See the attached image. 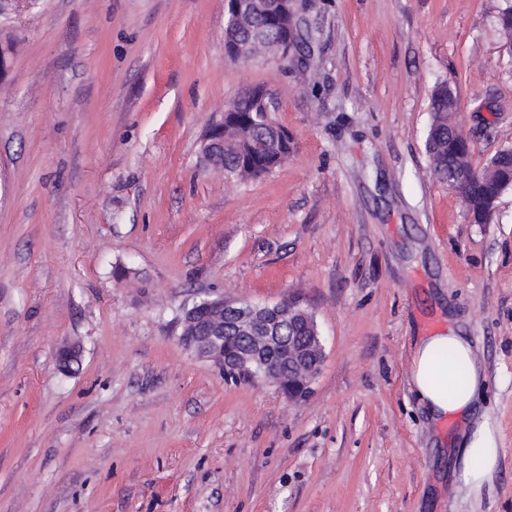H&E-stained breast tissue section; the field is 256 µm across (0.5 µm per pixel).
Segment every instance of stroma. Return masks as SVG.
I'll return each instance as SVG.
<instances>
[{
	"mask_svg": "<svg viewBox=\"0 0 512 512\" xmlns=\"http://www.w3.org/2000/svg\"><path fill=\"white\" fill-rule=\"evenodd\" d=\"M299 3L313 85L229 58L225 0H8L0 512H512V189L472 223L425 153L440 84L474 168L512 146L505 0ZM256 86L290 155L213 174L200 141ZM291 295L326 349L306 401L179 341L193 300ZM450 329L502 449L478 490L460 423L409 384L414 342Z\"/></svg>",
	"mask_w": 512,
	"mask_h": 512,
	"instance_id": "35a3bbf8",
	"label": "stroma"
}]
</instances>
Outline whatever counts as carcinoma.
I'll return each instance as SVG.
<instances>
[{
  "label": "carcinoma",
  "mask_w": 512,
  "mask_h": 512,
  "mask_svg": "<svg viewBox=\"0 0 512 512\" xmlns=\"http://www.w3.org/2000/svg\"><path fill=\"white\" fill-rule=\"evenodd\" d=\"M499 35L512 41V5L498 17ZM431 120L426 137V152L431 172L448 182V188L459 191L474 223H484L491 202L512 188V147H507L494 156L479 171L470 163L469 140L456 124L450 122L448 98L442 94L431 95ZM225 124L224 173L239 179H257L279 167L290 154V144H285L281 153L270 156L254 155L250 143L273 133L276 127L265 116L253 110L249 100L242 98L227 107ZM464 164L470 172L467 183L457 188L449 173L455 162Z\"/></svg>",
  "instance_id": "cac0c4a2"
}]
</instances>
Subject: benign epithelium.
<instances>
[{
  "label": "benign epithelium",
  "mask_w": 512,
  "mask_h": 512,
  "mask_svg": "<svg viewBox=\"0 0 512 512\" xmlns=\"http://www.w3.org/2000/svg\"><path fill=\"white\" fill-rule=\"evenodd\" d=\"M260 13L275 20L290 18L291 34L280 50L266 46L262 28L249 26ZM226 14L227 53L251 58V49L261 47L287 67L299 59L302 43L297 41V31L301 30L305 18L297 0H226ZM245 30L249 31V39L242 44L239 35ZM222 154L224 124H213L203 139V157L210 166L222 169L224 164L216 162ZM299 330H307L310 335H293ZM185 337L188 349L223 366L226 376H237L253 363L260 365L262 372L254 374V380L287 385L288 400L294 402L310 396L312 384L326 359L315 315L297 297L262 306L243 300L225 299L216 303L202 299L186 317ZM82 352L78 343L62 346L57 354L59 367L67 369L81 359Z\"/></svg>",
  "instance_id": "obj_1"
}]
</instances>
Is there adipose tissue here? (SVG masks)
Wrapping results in <instances>:
<instances>
[{
  "mask_svg": "<svg viewBox=\"0 0 512 512\" xmlns=\"http://www.w3.org/2000/svg\"><path fill=\"white\" fill-rule=\"evenodd\" d=\"M466 379H459V371ZM410 386L428 417L439 421L473 411L486 391L482 363L468 337L456 332L426 336L414 343ZM500 450L492 427L474 422L461 441L459 479L478 489L494 472Z\"/></svg>",
  "mask_w": 512,
  "mask_h": 512,
  "instance_id": "ef3b65f1",
  "label": "adipose tissue"
}]
</instances>
